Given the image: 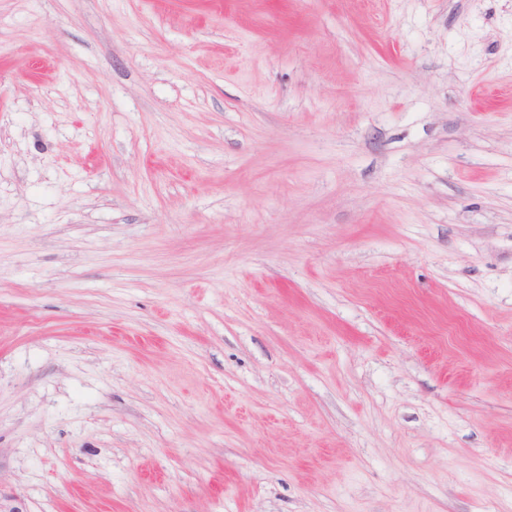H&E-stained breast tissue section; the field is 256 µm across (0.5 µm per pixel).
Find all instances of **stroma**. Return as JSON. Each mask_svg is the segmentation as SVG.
<instances>
[{
    "label": "stroma",
    "instance_id": "stroma-1",
    "mask_svg": "<svg viewBox=\"0 0 512 512\" xmlns=\"http://www.w3.org/2000/svg\"><path fill=\"white\" fill-rule=\"evenodd\" d=\"M0 512H512V0H0Z\"/></svg>",
    "mask_w": 512,
    "mask_h": 512
}]
</instances>
